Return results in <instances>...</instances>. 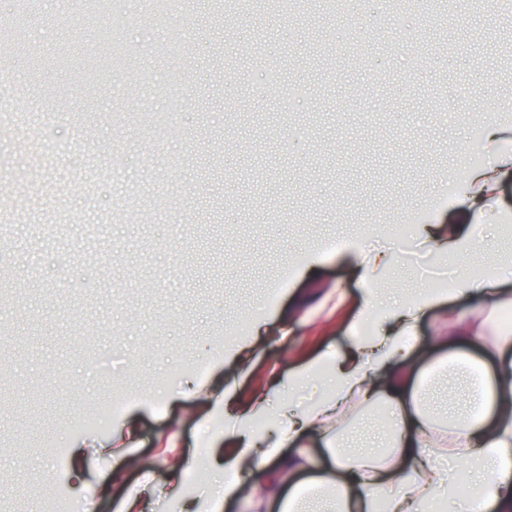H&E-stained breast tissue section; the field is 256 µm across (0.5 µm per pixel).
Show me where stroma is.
<instances>
[{
	"mask_svg": "<svg viewBox=\"0 0 512 512\" xmlns=\"http://www.w3.org/2000/svg\"><path fill=\"white\" fill-rule=\"evenodd\" d=\"M470 2L438 18L368 0L296 22L260 4L223 15L213 0H174L158 15L116 0L89 22L84 0H32L26 39L0 51L19 100L0 115L15 127L0 132V182L13 190L0 212V271L12 284L0 298V372L11 379L0 387V512H55L61 498L77 512H115L113 499L90 500L111 458L89 454L77 485L65 472L69 450L104 440L90 416L108 395L121 403L111 430L137 425L124 445L128 483L148 474L171 488L146 512L204 503L212 470L194 483L168 470L208 456L224 429L203 388L229 385L248 403L344 349L363 306L360 249L395 254L384 288L399 295L485 263L392 235L404 212L453 223L458 202L441 179L512 157V0ZM107 34L150 89L124 70L92 84L57 66L63 53L96 60ZM254 40L263 57L236 54ZM239 96L235 119L225 105ZM488 100L510 110L502 138L459 154ZM57 139L73 151L51 150ZM38 165L70 191L46 202L28 181ZM328 237L341 248L324 250ZM287 266L293 276L278 282ZM465 307L421 317L423 367L447 357L433 337ZM251 341L244 367L235 352ZM311 394L269 396L246 428L268 433L284 401L301 408ZM49 485L61 498L40 496Z\"/></svg>",
	"mask_w": 512,
	"mask_h": 512,
	"instance_id": "stroma-1",
	"label": "stroma"
}]
</instances>
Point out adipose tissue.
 Here are the masks:
<instances>
[{
    "label": "adipose tissue",
    "mask_w": 512,
    "mask_h": 512,
    "mask_svg": "<svg viewBox=\"0 0 512 512\" xmlns=\"http://www.w3.org/2000/svg\"><path fill=\"white\" fill-rule=\"evenodd\" d=\"M512 176V159L490 169L467 172L451 185L463 210L460 223L417 224L413 234L434 250L480 248L495 258L491 271L453 278L448 289L431 288L386 310L374 333L352 331L346 352L310 360L288 374L289 384L327 374L328 384L303 409L285 413L286 424L271 436L230 428L213 471L222 473L213 494V512L239 499L243 479H254L257 506L304 512L306 501L328 494L335 512H424L451 503L460 512H512V329H493L495 315L512 306V294L494 283L512 278V260L498 256L496 243L476 238L496 184ZM390 253L360 251L354 274L363 283L366 309L379 305ZM466 298L471 309L448 319L440 344L448 348L464 385L447 404L435 401L410 347L421 314L444 298ZM475 345L482 358L466 354ZM495 370H488V361ZM380 404L388 441L386 458L349 449L340 438L364 406ZM325 439L327 463L306 452H288L300 434Z\"/></svg>",
    "instance_id": "adipose-tissue-1"
}]
</instances>
